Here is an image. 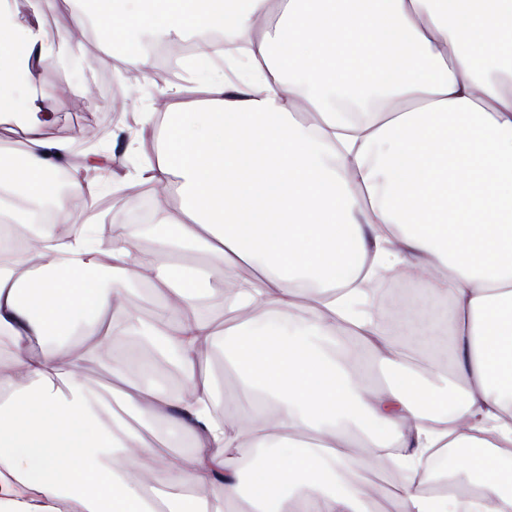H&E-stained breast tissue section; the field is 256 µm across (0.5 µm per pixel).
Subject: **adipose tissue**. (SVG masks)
I'll return each mask as SVG.
<instances>
[{
	"label": "adipose tissue",
	"instance_id": "obj_1",
	"mask_svg": "<svg viewBox=\"0 0 512 512\" xmlns=\"http://www.w3.org/2000/svg\"><path fill=\"white\" fill-rule=\"evenodd\" d=\"M68 4L53 46L0 12L1 113L15 87L53 94L33 61L81 42L91 20L115 71L150 78L145 37L220 29L244 44L249 79L228 88L215 67L201 101L142 114L163 126L140 180L181 201L153 224L105 239L74 224L54 179L71 145L40 124L0 167L17 233L55 206L23 254L0 256V512H375L364 472L393 468V512H512V0ZM143 237L159 246L146 267ZM185 253L233 284L220 307ZM386 277L421 284L425 303L383 329ZM140 283L160 302L149 324L124 305ZM133 340L151 350L133 365L178 386L130 382L116 350ZM218 348L246 394L220 417L221 384L200 373ZM92 365L113 379L99 395ZM455 399L459 413L442 415ZM147 430L191 447L156 452ZM252 448L274 454L257 466ZM443 448L460 455L438 482L423 461Z\"/></svg>",
	"mask_w": 512,
	"mask_h": 512
}]
</instances>
